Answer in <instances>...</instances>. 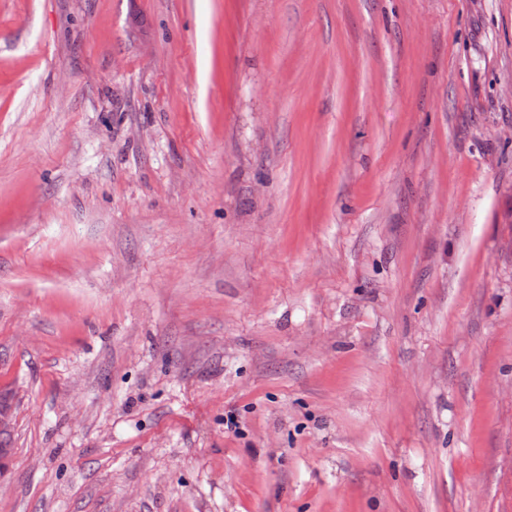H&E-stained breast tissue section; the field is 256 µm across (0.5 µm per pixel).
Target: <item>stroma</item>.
<instances>
[{"label": "stroma", "mask_w": 512, "mask_h": 512, "mask_svg": "<svg viewBox=\"0 0 512 512\" xmlns=\"http://www.w3.org/2000/svg\"><path fill=\"white\" fill-rule=\"evenodd\" d=\"M0 512H512V0H0Z\"/></svg>", "instance_id": "1"}]
</instances>
